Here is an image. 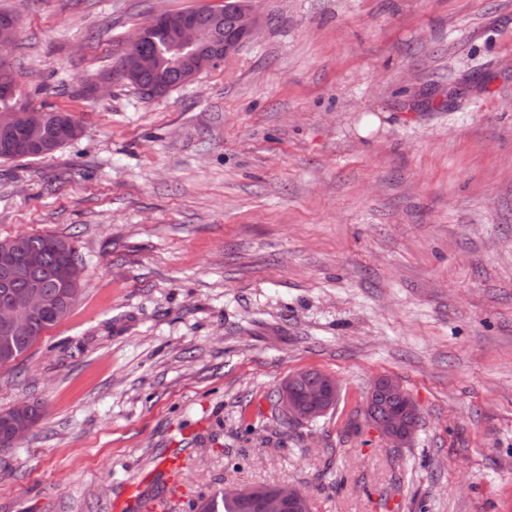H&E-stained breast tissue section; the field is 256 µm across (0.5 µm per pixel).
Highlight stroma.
<instances>
[{"label":"stroma","instance_id":"obj_1","mask_svg":"<svg viewBox=\"0 0 512 512\" xmlns=\"http://www.w3.org/2000/svg\"><path fill=\"white\" fill-rule=\"evenodd\" d=\"M206 0H0L30 107L82 134L0 161V239L68 238L70 315L0 369V512H113L181 452L183 501L256 484L313 512H512V0H257L254 38L146 99L110 75ZM315 369L333 410L278 427ZM420 410L391 448L372 381ZM395 399L399 403L390 405ZM418 418V407L400 382L389 376H379L372 382L366 395L364 420L387 445L402 448L412 438ZM16 408L0 412V449L12 448L11 423L16 419ZM33 428L32 423L24 417L18 418L12 425V441L18 443L23 440Z\"/></svg>","mask_w":512,"mask_h":512}]
</instances>
